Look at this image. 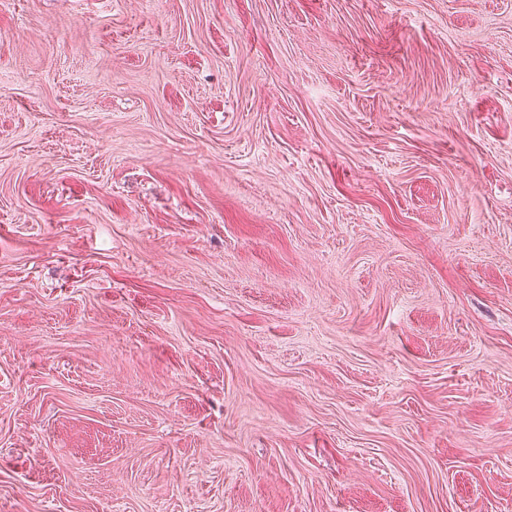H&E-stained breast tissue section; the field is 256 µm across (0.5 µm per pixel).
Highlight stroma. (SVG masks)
Listing matches in <instances>:
<instances>
[{
    "mask_svg": "<svg viewBox=\"0 0 512 512\" xmlns=\"http://www.w3.org/2000/svg\"><path fill=\"white\" fill-rule=\"evenodd\" d=\"M0 512H512V0H0Z\"/></svg>",
    "mask_w": 512,
    "mask_h": 512,
    "instance_id": "obj_1",
    "label": "stroma"
}]
</instances>
